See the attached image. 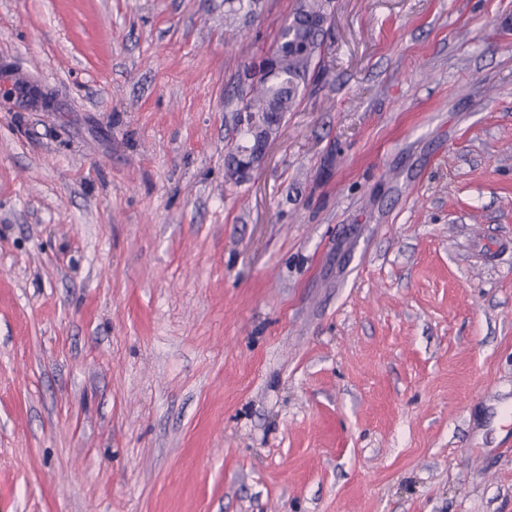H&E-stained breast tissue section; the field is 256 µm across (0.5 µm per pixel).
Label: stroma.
I'll return each mask as SVG.
<instances>
[{"mask_svg":"<svg viewBox=\"0 0 512 512\" xmlns=\"http://www.w3.org/2000/svg\"><path fill=\"white\" fill-rule=\"evenodd\" d=\"M0 0V512H512V0ZM330 0H299L292 18L280 27L274 49L267 55L271 72L245 83L247 91L238 95L236 114L241 113L244 144L228 155L226 174L241 181L251 170L237 155L251 151L263 139L278 133L288 112H294L300 95L310 80L319 74L318 61L324 45L326 28L320 24L330 13ZM279 121V122H278ZM278 122V123H277Z\"/></svg>","mask_w":512,"mask_h":512,"instance_id":"35a3bbf8","label":"stroma"}]
</instances>
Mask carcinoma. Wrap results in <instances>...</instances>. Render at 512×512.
Returning <instances> with one entry per match:
<instances>
[{
	"label": "carcinoma",
	"instance_id": "cac0c4a2",
	"mask_svg": "<svg viewBox=\"0 0 512 512\" xmlns=\"http://www.w3.org/2000/svg\"><path fill=\"white\" fill-rule=\"evenodd\" d=\"M330 8V0H298L268 54L271 72L246 83L247 91L238 95L236 111L246 112L247 123L242 126L244 143L229 152V179L239 182L249 174L250 168L237 160V155L252 152L259 141L275 136L280 122L295 111L302 91L319 74L326 32L321 23Z\"/></svg>",
	"mask_w": 512,
	"mask_h": 512
}]
</instances>
